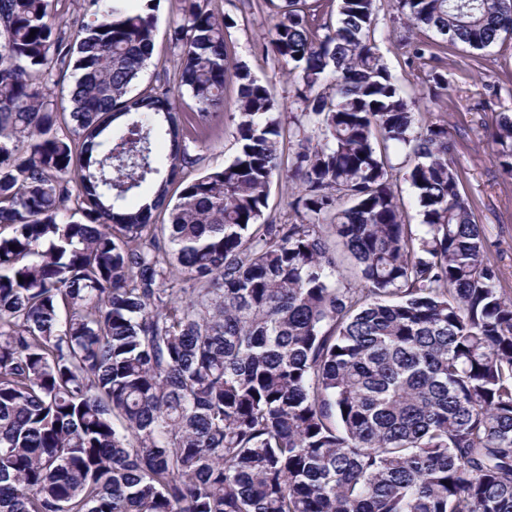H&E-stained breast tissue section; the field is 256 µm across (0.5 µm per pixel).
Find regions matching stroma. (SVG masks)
<instances>
[{
    "label": "stroma",
    "instance_id": "obj_1",
    "mask_svg": "<svg viewBox=\"0 0 512 512\" xmlns=\"http://www.w3.org/2000/svg\"><path fill=\"white\" fill-rule=\"evenodd\" d=\"M215 13L233 17L231 30L235 57L245 63L253 76L268 83L282 117L301 111L295 89L280 64L264 50L276 21L269 0H211ZM379 49L403 95L420 102L427 91L429 65L409 63L401 39L409 35L406 18L393 0H376ZM155 14V49L139 82L147 84L153 75L175 62L169 48V27L178 17V0H158ZM468 46L447 45L443 56L448 65V92L422 112L420 122L444 121L452 135L453 156L465 173L466 191L477 223L482 224L490 245V259L501 270L500 286L512 294V175L497 166L495 146L485 128L499 112L512 114V39L499 40L484 54L482 65L471 64ZM238 150L231 122L212 128L199 148V163L193 175L219 170L230 163Z\"/></svg>",
    "mask_w": 512,
    "mask_h": 512
}]
</instances>
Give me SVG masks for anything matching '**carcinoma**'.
I'll use <instances>...</instances> for the list:
<instances>
[{
	"label": "carcinoma",
	"mask_w": 512,
	"mask_h": 512,
	"mask_svg": "<svg viewBox=\"0 0 512 512\" xmlns=\"http://www.w3.org/2000/svg\"><path fill=\"white\" fill-rule=\"evenodd\" d=\"M394 3L476 60L512 36V0ZM276 9L286 124L210 0H179L176 69L136 94L155 0H0V512H512V296L448 125H418L375 0ZM404 47L437 100L440 44ZM224 118L237 155L186 180ZM490 138L512 174V115ZM292 185L285 183V180L275 175L271 183L270 207H273L271 214L278 223L284 224L292 222L295 219L293 213L289 210L287 202L292 193Z\"/></svg>",
	"instance_id": "carcinoma-1"
}]
</instances>
